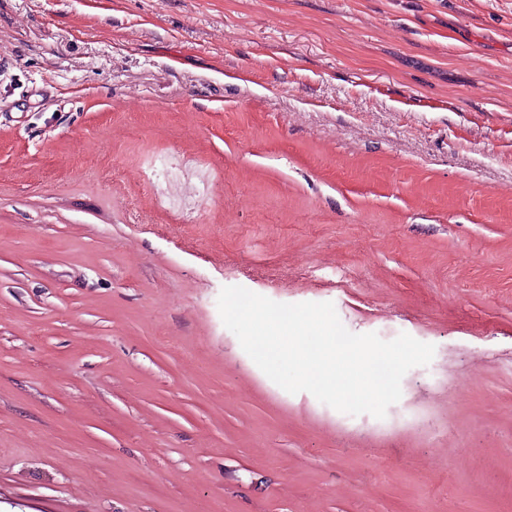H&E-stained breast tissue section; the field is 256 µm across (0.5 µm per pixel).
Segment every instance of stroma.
<instances>
[{"instance_id": "1", "label": "stroma", "mask_w": 512, "mask_h": 512, "mask_svg": "<svg viewBox=\"0 0 512 512\" xmlns=\"http://www.w3.org/2000/svg\"><path fill=\"white\" fill-rule=\"evenodd\" d=\"M226 286L435 353L342 413ZM0 512H512V0H0Z\"/></svg>"}]
</instances>
